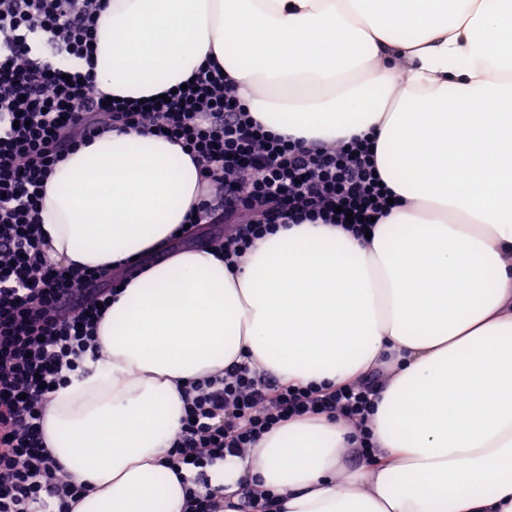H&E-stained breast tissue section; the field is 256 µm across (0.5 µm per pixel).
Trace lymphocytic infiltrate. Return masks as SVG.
I'll use <instances>...</instances> for the list:
<instances>
[{
	"label": "lymphocytic infiltrate",
	"mask_w": 512,
	"mask_h": 512,
	"mask_svg": "<svg viewBox=\"0 0 512 512\" xmlns=\"http://www.w3.org/2000/svg\"><path fill=\"white\" fill-rule=\"evenodd\" d=\"M102 0H0V512H67L82 494L47 451L42 401L83 367L111 289L86 290L110 276L53 261L39 226L54 165L97 130L165 133L197 158L209 192L190 226L223 215L224 261L235 266L266 234L305 221L365 237L391 209L376 175L374 144L291 141L257 124L217 65L193 87L163 99L107 101L92 73ZM383 371L342 386L283 385L269 372L234 364L193 382L169 454L206 466L243 456L282 422L306 415L342 419L359 448L374 446L370 418Z\"/></svg>",
	"instance_id": "lymphocytic-infiltrate-1"
}]
</instances>
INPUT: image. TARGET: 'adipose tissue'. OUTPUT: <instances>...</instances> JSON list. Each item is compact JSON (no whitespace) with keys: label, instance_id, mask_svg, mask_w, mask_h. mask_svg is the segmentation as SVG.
Listing matches in <instances>:
<instances>
[{"label":"adipose tissue","instance_id":"adipose-tissue-1","mask_svg":"<svg viewBox=\"0 0 512 512\" xmlns=\"http://www.w3.org/2000/svg\"><path fill=\"white\" fill-rule=\"evenodd\" d=\"M95 84L147 99L210 60L266 130L375 140L400 201L360 239L291 224L228 268L185 247L113 297L86 374L42 403L47 450L86 491L70 512H185L166 458L184 390L249 359L281 384L386 367L370 466L353 429L281 423L207 466L277 512H512V0H106ZM200 166L151 131L79 146L46 183L49 256L116 266L166 247L197 208Z\"/></svg>","mask_w":512,"mask_h":512}]
</instances>
